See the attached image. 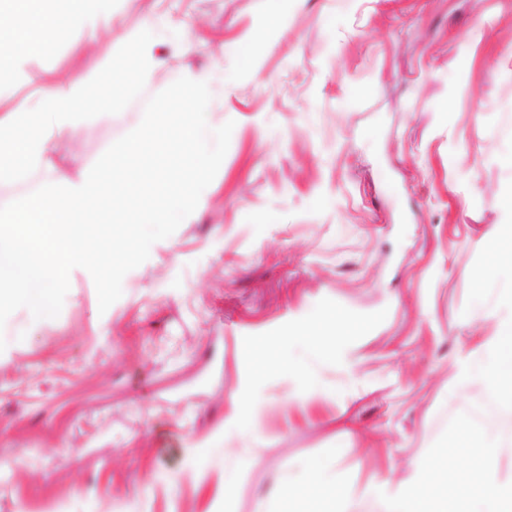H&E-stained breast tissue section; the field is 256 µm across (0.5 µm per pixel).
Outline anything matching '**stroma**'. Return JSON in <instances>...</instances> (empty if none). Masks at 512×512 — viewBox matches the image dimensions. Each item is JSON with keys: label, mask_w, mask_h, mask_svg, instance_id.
<instances>
[{"label": "stroma", "mask_w": 512, "mask_h": 512, "mask_svg": "<svg viewBox=\"0 0 512 512\" xmlns=\"http://www.w3.org/2000/svg\"><path fill=\"white\" fill-rule=\"evenodd\" d=\"M148 18L150 83L0 183V206L79 177L189 73L209 77L210 119L234 121L229 149L107 311L77 269L57 318L20 308L0 328V512H265L313 462L348 512H381L367 487L411 477L485 400L448 385L500 326L475 277L512 222V0H114L96 41L74 29L29 55L12 106L47 75L98 81ZM327 312L360 328L347 362L312 361L320 397L254 377ZM236 393L263 403L256 438L226 422Z\"/></svg>", "instance_id": "stroma-1"}]
</instances>
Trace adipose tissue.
<instances>
[{
	"label": "adipose tissue",
	"instance_id": "obj_1",
	"mask_svg": "<svg viewBox=\"0 0 512 512\" xmlns=\"http://www.w3.org/2000/svg\"><path fill=\"white\" fill-rule=\"evenodd\" d=\"M33 10L21 0H0V183L14 180L43 159L51 138L87 117L91 110L122 107L130 94L152 77L157 62L150 34L132 44L112 65L111 76L94 83L80 79H41L35 101L7 108L15 80L27 55L58 32L75 27L95 38L108 23L112 0H50ZM489 259L477 274L478 286L495 285L497 305L505 315L497 336L483 356L457 362L454 387L482 386L494 411L512 414V224L499 225L488 243ZM356 323L345 315H324L288 333L289 347H302L305 357L259 355L255 375L278 370L288 376L299 397L318 389L309 358L337 360L355 334ZM501 446L479 426L464 421L449 448L423 458L416 474L396 485L378 483L369 494L383 501L385 512H512V476H500L496 458ZM321 497L325 512H346L348 490L316 465L304 481H283L274 493L273 512H291L312 497Z\"/></svg>",
	"mask_w": 512,
	"mask_h": 512
}]
</instances>
